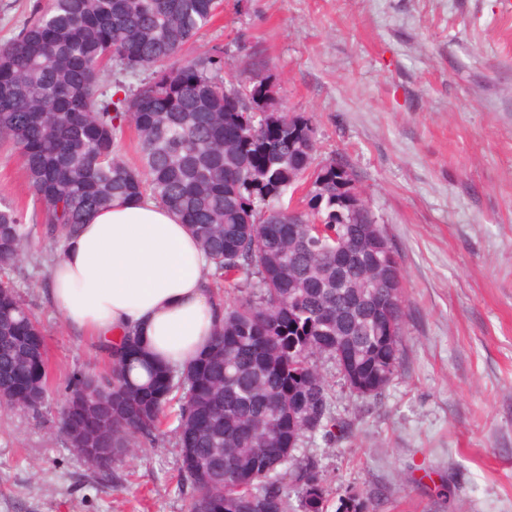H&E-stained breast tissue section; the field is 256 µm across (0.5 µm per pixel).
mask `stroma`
Segmentation results:
<instances>
[{
  "label": "stroma",
  "instance_id": "1",
  "mask_svg": "<svg viewBox=\"0 0 512 512\" xmlns=\"http://www.w3.org/2000/svg\"><path fill=\"white\" fill-rule=\"evenodd\" d=\"M216 47L240 69L262 54L317 158L354 166L403 269L402 364L380 400L318 361L349 433L298 453L330 512L350 489L377 512H512V0H224L192 51ZM1 200L37 206L7 146ZM22 273L53 376L41 418L0 413V512H182L172 444L104 480L57 435L68 376L108 357L52 307L47 268Z\"/></svg>",
  "mask_w": 512,
  "mask_h": 512
}]
</instances>
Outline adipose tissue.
<instances>
[{
  "label": "adipose tissue",
  "instance_id": "obj_1",
  "mask_svg": "<svg viewBox=\"0 0 512 512\" xmlns=\"http://www.w3.org/2000/svg\"><path fill=\"white\" fill-rule=\"evenodd\" d=\"M209 264L189 225L151 201L93 212L49 273V297L95 345L135 331L151 357L184 365L210 345Z\"/></svg>",
  "mask_w": 512,
  "mask_h": 512
}]
</instances>
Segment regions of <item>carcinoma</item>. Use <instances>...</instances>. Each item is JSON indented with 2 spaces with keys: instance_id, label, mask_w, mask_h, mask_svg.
<instances>
[{
  "instance_id": "1",
  "label": "carcinoma",
  "mask_w": 512,
  "mask_h": 512,
  "mask_svg": "<svg viewBox=\"0 0 512 512\" xmlns=\"http://www.w3.org/2000/svg\"><path fill=\"white\" fill-rule=\"evenodd\" d=\"M217 0H47L0 44V144L21 160L39 202L33 223L0 203V411L37 414L51 363L14 278L28 259L51 266L92 211L152 200L189 225L211 261L204 277L219 311L207 351L184 366L152 360L129 334L96 374L112 405L91 402L87 374L66 386L60 430L118 448L94 472L170 436L180 449L184 512H325L317 461L295 451L345 433L333 360L348 390L377 398L398 373L403 272L359 177L338 153L316 161L310 117L280 109L258 53L230 74L221 49L190 55ZM116 64L145 71L133 92L100 83ZM138 162L120 155L127 130ZM40 234L54 244L32 251ZM376 372L368 392L357 380ZM176 425L163 430L168 409Z\"/></svg>"
}]
</instances>
